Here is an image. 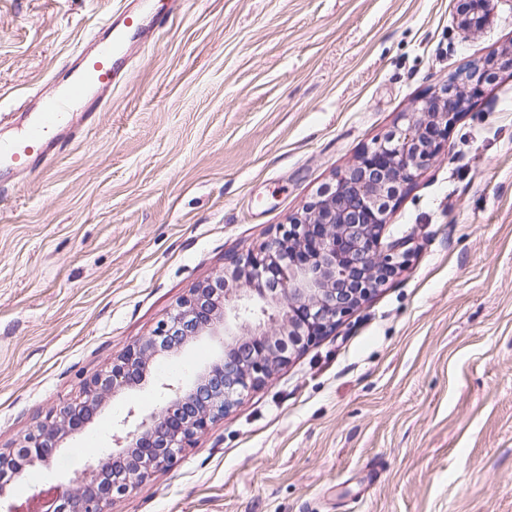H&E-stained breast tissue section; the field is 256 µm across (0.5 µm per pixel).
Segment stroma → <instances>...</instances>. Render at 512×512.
Returning <instances> with one entry per match:
<instances>
[{"label": "stroma", "instance_id": "obj_1", "mask_svg": "<svg viewBox=\"0 0 512 512\" xmlns=\"http://www.w3.org/2000/svg\"><path fill=\"white\" fill-rule=\"evenodd\" d=\"M120 0H0V129ZM512 48V0H184L95 127L0 191V451L278 234L450 73ZM407 266L109 512H512V70L387 217ZM204 342L153 377L192 378ZM119 394L0 512L67 483ZM461 25L468 32L480 29L493 13L489 0H458Z\"/></svg>", "mask_w": 512, "mask_h": 512}]
</instances>
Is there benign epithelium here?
I'll use <instances>...</instances> for the list:
<instances>
[{
    "label": "benign epithelium",
    "instance_id": "1",
    "mask_svg": "<svg viewBox=\"0 0 512 512\" xmlns=\"http://www.w3.org/2000/svg\"><path fill=\"white\" fill-rule=\"evenodd\" d=\"M492 13L491 0H459L461 25L469 32ZM506 68L512 69V53L491 52L457 69L434 99L402 114V125L336 173L291 217L288 230L255 254L228 258L224 273L191 289L155 334L87 381L83 397L60 409L57 423L29 432L14 451L0 452V472L7 465L18 473L55 455L69 423L90 424L110 399L147 380L157 356L176 357L206 340L214 346L211 360L188 382H156L164 405L143 415L129 410L116 423L113 448L81 470L79 488L56 498L54 510L107 512L114 497L170 464L404 266L407 237L381 245L393 203L439 153L466 92H485Z\"/></svg>",
    "mask_w": 512,
    "mask_h": 512
}]
</instances>
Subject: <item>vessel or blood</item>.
<instances>
[{
  "label": "vessel or blood",
  "mask_w": 512,
  "mask_h": 512,
  "mask_svg": "<svg viewBox=\"0 0 512 512\" xmlns=\"http://www.w3.org/2000/svg\"><path fill=\"white\" fill-rule=\"evenodd\" d=\"M166 23L151 0H138L134 5L125 0L114 17L107 19L103 36L92 39L79 52V63L68 81L37 104L26 106L18 134L0 139V185L7 174L63 152L79 126L74 119L76 106L90 92H110L124 79L130 62L128 39H149Z\"/></svg>",
  "instance_id": "b4317fda"
}]
</instances>
